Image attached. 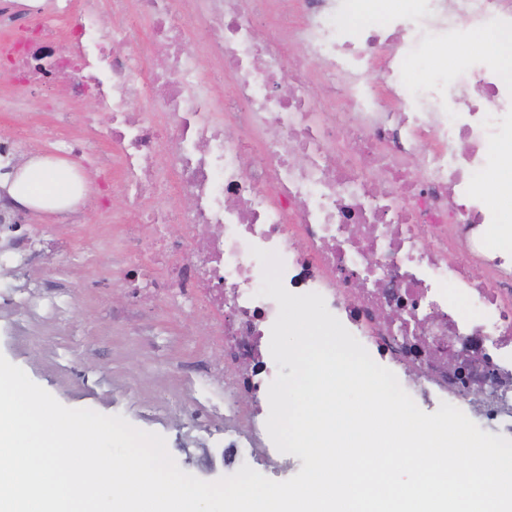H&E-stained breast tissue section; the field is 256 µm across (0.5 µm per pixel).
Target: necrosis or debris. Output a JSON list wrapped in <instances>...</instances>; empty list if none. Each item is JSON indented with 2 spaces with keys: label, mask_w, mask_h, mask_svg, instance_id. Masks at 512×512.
<instances>
[{
  "label": "necrosis or debris",
  "mask_w": 512,
  "mask_h": 512,
  "mask_svg": "<svg viewBox=\"0 0 512 512\" xmlns=\"http://www.w3.org/2000/svg\"><path fill=\"white\" fill-rule=\"evenodd\" d=\"M262 13L275 26L261 39ZM200 23L204 61L183 49ZM0 24L13 32L0 69L14 81L33 91L63 82L72 100L93 93L111 112L110 124L94 113L83 124L118 153L127 260L163 266L153 288L164 298L230 309L206 340L223 352L224 404L201 409L224 417L225 459L251 466L277 454L249 408L277 375L279 307L258 294L255 247L280 256L289 292L322 295L408 394L455 405L493 367L495 393L470 409L512 437V243L493 240L500 215L482 185L512 143V73L470 43L483 28L512 47V0H406L379 18L371 0H7ZM439 42L452 43L478 103L443 73L411 77ZM317 59L324 94L314 99ZM215 71L230 76L228 97L213 88ZM132 99L144 103L133 116ZM161 177L177 198L167 210L150 204ZM170 222L185 235L158 232ZM452 349L463 354L456 373Z\"/></svg>",
  "instance_id": "1"
}]
</instances>
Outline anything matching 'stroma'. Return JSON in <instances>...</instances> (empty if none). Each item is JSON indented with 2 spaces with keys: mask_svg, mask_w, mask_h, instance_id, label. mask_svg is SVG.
<instances>
[{
  "mask_svg": "<svg viewBox=\"0 0 512 512\" xmlns=\"http://www.w3.org/2000/svg\"><path fill=\"white\" fill-rule=\"evenodd\" d=\"M0 96L31 99L29 114L0 112V142L27 137V152L62 132L79 133V116L99 112L95 96L70 101L47 82L35 95L0 80ZM70 103L68 125L55 122ZM89 183L86 197L64 215L24 212L29 249L0 267V355L69 408L123 416L134 427L162 435L179 467L202 480L229 475L224 463V423L197 419L200 403L184 378L221 362L202 341L217 317L196 312L190 301L159 299L132 277L124 257L127 231L106 212H122L125 198L113 169L96 158L78 161ZM100 241L95 262H74L59 275L66 252Z\"/></svg>",
  "mask_w": 512,
  "mask_h": 512,
  "instance_id": "35a3bbf8",
  "label": "stroma"
}]
</instances>
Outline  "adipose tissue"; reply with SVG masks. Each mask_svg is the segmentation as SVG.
Instances as JSON below:
<instances>
[{
	"label": "adipose tissue",
	"instance_id": "ef3b65f1",
	"mask_svg": "<svg viewBox=\"0 0 512 512\" xmlns=\"http://www.w3.org/2000/svg\"><path fill=\"white\" fill-rule=\"evenodd\" d=\"M4 187L15 205L44 212L67 210L88 192L87 181L75 176L68 161L42 155L7 174Z\"/></svg>",
	"mask_w": 512,
	"mask_h": 512
}]
</instances>
